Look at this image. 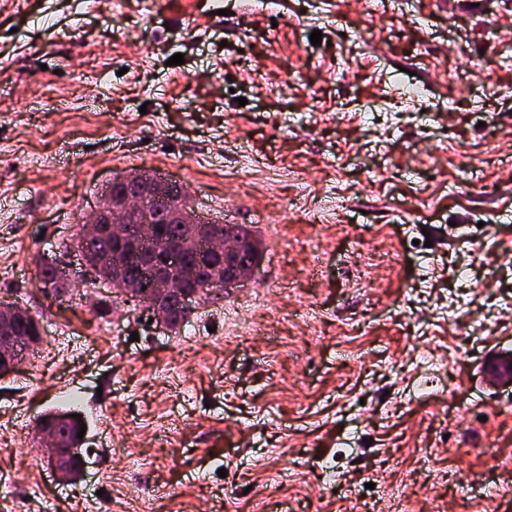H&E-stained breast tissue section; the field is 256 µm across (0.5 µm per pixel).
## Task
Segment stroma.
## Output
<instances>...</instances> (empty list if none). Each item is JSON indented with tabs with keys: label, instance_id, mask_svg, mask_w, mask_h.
Returning a JSON list of instances; mask_svg holds the SVG:
<instances>
[{
	"label": "stroma",
	"instance_id": "stroma-1",
	"mask_svg": "<svg viewBox=\"0 0 512 512\" xmlns=\"http://www.w3.org/2000/svg\"><path fill=\"white\" fill-rule=\"evenodd\" d=\"M143 171L263 251L176 328L38 278ZM0 301V512H512V0H0ZM26 310L14 304L4 302L0 304V316L6 320L25 318L27 312L29 313L26 319L16 322L11 328L13 335L22 337L17 338L10 346L1 348L3 364L0 367V378L14 372L21 361L20 349H26L29 344L39 345L42 341L40 326H37V331L33 333L34 327L39 324V321L29 310ZM68 412H51L49 414L44 415L45 422L54 425L57 430L58 436L61 438L63 443H66L70 440L73 434V428L71 426L70 421L66 418ZM38 434L44 439L45 446L48 448L51 458L53 459V463L55 464L58 471L65 478H74L78 474V470L81 474H83L85 469V455H89L92 453L93 448H82L85 444H87V435L86 432L82 439H77L70 446L64 445L59 441L56 434L52 430L51 427L45 425H39ZM75 455H79V458H75ZM72 458L78 463L73 461H60L56 462L54 460L59 458Z\"/></svg>",
	"mask_w": 512,
	"mask_h": 512
}]
</instances>
